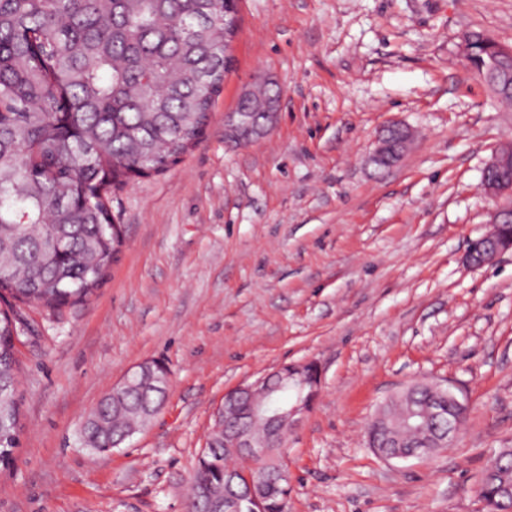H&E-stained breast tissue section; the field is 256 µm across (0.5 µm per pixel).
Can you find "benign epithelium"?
Here are the masks:
<instances>
[{
  "label": "benign epithelium",
  "mask_w": 512,
  "mask_h": 512,
  "mask_svg": "<svg viewBox=\"0 0 512 512\" xmlns=\"http://www.w3.org/2000/svg\"><path fill=\"white\" fill-rule=\"evenodd\" d=\"M492 91L500 97L512 95V83L501 81L487 67L472 69ZM280 97H274L266 112V121L253 126L242 124L238 112L224 115V137L239 144H249L265 136L270 130ZM411 141L410 132L399 126L388 127V132L379 138V145L373 155V162L380 167L396 164L407 150ZM512 166V145L498 149L482 173L481 191L503 201L491 212L492 229L473 241L466 252V261L472 266H483L493 261L501 253L512 249V238L502 233V225L512 224V179L507 180L502 172ZM321 374L313 361L287 365L257 379L250 384L234 388L237 399L248 406L245 413V426L230 433H224V452L246 464L255 461H269L275 457L277 449L284 447V439L309 411L317 395ZM147 363L131 369L120 386L156 385ZM437 395L448 398L456 409L447 411L440 404H411L402 427L406 428L429 416L446 425L445 434L435 439L432 449H418L411 452H398L395 459L423 458L455 442L467 413L466 405L443 387L436 388ZM276 489V481H258L249 471L230 467L224 472V487L205 489L202 494L221 502L224 512H247L251 504L268 496Z\"/></svg>",
  "instance_id": "7a95c632"
}]
</instances>
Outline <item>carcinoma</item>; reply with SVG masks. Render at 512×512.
<instances>
[{
  "label": "carcinoma",
  "instance_id": "cac0c4a2",
  "mask_svg": "<svg viewBox=\"0 0 512 512\" xmlns=\"http://www.w3.org/2000/svg\"><path fill=\"white\" fill-rule=\"evenodd\" d=\"M226 0H0V298L51 310L88 300L123 245L108 193L128 172L162 174L204 133L224 85ZM273 88H255L238 111L257 123ZM14 320L0 309V448L18 445ZM166 399L151 387L114 390L83 423L98 451L123 443ZM214 413L190 490L224 486L223 427ZM370 423L368 445L388 446ZM512 485L500 449L481 478L489 509ZM284 481L252 512H288Z\"/></svg>",
  "mask_w": 512,
  "mask_h": 512
}]
</instances>
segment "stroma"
Wrapping results in <instances>:
<instances>
[{
    "label": "stroma",
    "mask_w": 512,
    "mask_h": 512,
    "mask_svg": "<svg viewBox=\"0 0 512 512\" xmlns=\"http://www.w3.org/2000/svg\"><path fill=\"white\" fill-rule=\"evenodd\" d=\"M472 31L512 47V0H239L204 134L112 191L124 246L105 283L58 311L12 305L21 428L0 512H189L225 392L308 360L321 382L284 450L288 512H487L482 472L512 448V250L465 254L489 229L481 173L512 108L467 68ZM266 78L271 130L226 139ZM393 123L414 143L380 168ZM151 360L170 370L164 407L120 447H86L87 414ZM420 381L466 404L457 440L379 457L369 423Z\"/></svg>",
    "instance_id": "35a3bbf8"
}]
</instances>
